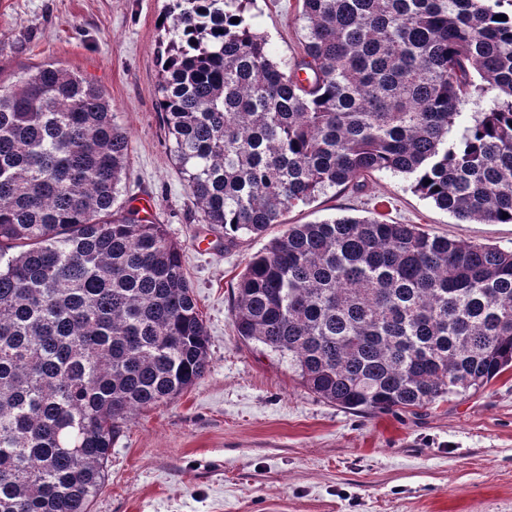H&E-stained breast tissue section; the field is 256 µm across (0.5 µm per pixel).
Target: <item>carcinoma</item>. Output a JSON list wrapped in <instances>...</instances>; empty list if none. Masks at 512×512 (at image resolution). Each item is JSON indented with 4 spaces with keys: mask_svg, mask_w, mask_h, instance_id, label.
Returning <instances> with one entry per match:
<instances>
[{
    "mask_svg": "<svg viewBox=\"0 0 512 512\" xmlns=\"http://www.w3.org/2000/svg\"><path fill=\"white\" fill-rule=\"evenodd\" d=\"M252 5L163 13L162 120L198 222L261 236L386 171L460 221L512 223V0H302L293 64ZM130 152L87 77L47 63L0 89V512H88L122 429L208 369L181 245L119 200ZM232 315L318 398L414 413L512 370V252L376 218L290 224Z\"/></svg>",
    "mask_w": 512,
    "mask_h": 512,
    "instance_id": "1",
    "label": "carcinoma"
}]
</instances>
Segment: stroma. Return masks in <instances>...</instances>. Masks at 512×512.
Segmentation results:
<instances>
[{"label": "stroma", "instance_id": "stroma-1", "mask_svg": "<svg viewBox=\"0 0 512 512\" xmlns=\"http://www.w3.org/2000/svg\"><path fill=\"white\" fill-rule=\"evenodd\" d=\"M165 0H0V87L44 63L92 77L131 135L126 198L184 253L209 339L204 377L143 411L112 445L89 512H512V371L486 388L412 414L355 412L300 384L287 357L245 343L233 290L286 224L375 216L458 241L512 251V224L462 223L374 173L360 194L328 191L265 235L222 237L198 223L157 110L158 20ZM302 0H255L276 59L303 55Z\"/></svg>", "mask_w": 512, "mask_h": 512}]
</instances>
